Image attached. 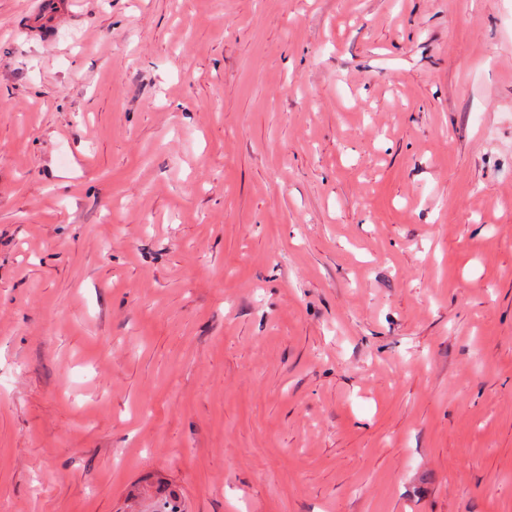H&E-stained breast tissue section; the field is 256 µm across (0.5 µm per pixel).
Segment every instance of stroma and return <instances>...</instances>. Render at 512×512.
<instances>
[{
    "label": "stroma",
    "instance_id": "stroma-1",
    "mask_svg": "<svg viewBox=\"0 0 512 512\" xmlns=\"http://www.w3.org/2000/svg\"><path fill=\"white\" fill-rule=\"evenodd\" d=\"M0 0V512H512V0ZM70 1L41 0L38 8L28 17L33 24L47 33L55 24L57 18L68 12Z\"/></svg>",
    "mask_w": 512,
    "mask_h": 512
}]
</instances>
